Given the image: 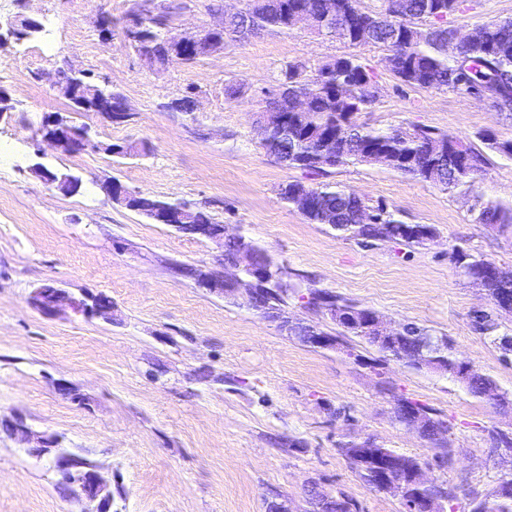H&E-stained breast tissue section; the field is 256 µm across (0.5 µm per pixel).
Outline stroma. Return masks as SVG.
Wrapping results in <instances>:
<instances>
[{"label":"stroma","instance_id":"1","mask_svg":"<svg viewBox=\"0 0 512 512\" xmlns=\"http://www.w3.org/2000/svg\"><path fill=\"white\" fill-rule=\"evenodd\" d=\"M172 31L193 35L222 15L217 0H176ZM131 0H29L44 19L38 41L0 50V87L18 111L0 125V418L23 416L34 432L58 437L112 478L113 512H266L287 500L291 512H313L311 488L353 502L358 512H404L398 495L367 486L339 447L370 441L416 458L428 480L455 487L450 512H470L490 496L508 465L492 454L490 435L512 433V409L474 397L451 379L391 360L351 339L353 356L306 347L282 334L247 304L245 292L217 296L177 275L175 266L212 268L223 246L192 240L172 227L113 203L103 192L115 178L163 201L207 211L240 231L282 268L288 314L332 334L341 326L316 314L309 289L338 294L376 311L391 326L413 324L447 337L456 357L512 396V313L499 310L465 278L457 252L512 272V225L479 224L474 208L512 206V158L490 140H512V112L486 99L402 83L382 48L351 46L303 27L266 30L191 63L149 69L121 40ZM112 21V41L99 35ZM512 17V0H464L449 27L469 31ZM355 56L372 73L378 100L357 124L380 130L424 126L463 138L488 163L469 189L448 192L385 167L347 163L313 173L291 168L260 144L254 113L286 65L312 79L326 60ZM93 73L129 108L128 120L105 122L73 112L48 78L57 65ZM243 85L235 99L225 88ZM192 96L191 112L171 110ZM68 113L94 141L136 142L142 155L43 147V115ZM79 176L66 195L34 165ZM301 182L361 195L407 224H429L433 241L369 244L326 224L309 223L280 196ZM105 294L112 318L33 308L35 288ZM493 331L479 328V319ZM75 388L61 395L57 384ZM405 397L432 408L450 426L452 457L398 421ZM49 462L35 463L0 433V512H83L61 492Z\"/></svg>","mask_w":512,"mask_h":512}]
</instances>
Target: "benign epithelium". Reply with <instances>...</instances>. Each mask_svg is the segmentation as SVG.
<instances>
[{
  "label": "benign epithelium",
  "mask_w": 512,
  "mask_h": 512,
  "mask_svg": "<svg viewBox=\"0 0 512 512\" xmlns=\"http://www.w3.org/2000/svg\"><path fill=\"white\" fill-rule=\"evenodd\" d=\"M27 17L25 13H18L5 20L0 19V49L12 47L19 44L17 35V24L20 19ZM336 26V10L328 6L321 21H316L304 9L297 8L288 14V25L295 28L304 25L313 30L318 25ZM160 29L164 43L172 52L188 48L197 58L209 56L214 53L215 36L224 32V22H219L214 28L195 35H175L169 27L168 20L163 18L155 21ZM481 40V30L475 29L462 34L454 31L448 38V51L451 57L461 62L466 58V50L474 43ZM83 71L73 68L66 63L51 74L52 86L64 97H73V92L79 84V76ZM272 99L282 102L291 111L301 116L307 114L311 105V92H288V85L281 84L274 91ZM287 120L285 113L272 108L266 112L258 113L256 121L261 143H266V138L281 132ZM87 128L77 130L62 120L50 121L44 117L38 129L42 140L49 146L68 153L76 149H86L94 145L96 150L112 152V148L99 142L92 143L86 135ZM104 189L111 200L124 204L131 210L146 215L153 222H161L181 234L197 236L222 243L224 239H232L237 243L239 256L236 262L231 265L220 264L217 268L207 270L178 267L175 272L184 277L190 278L194 283L209 292L226 296L237 292L240 287H245L247 303L250 308L260 312L265 318L277 324L278 329L286 334H291L292 318L288 316L285 309L274 310L268 307L264 301V283L266 273L257 266L258 247L240 233H230L222 224H196L193 214L195 211L185 204L166 203L159 208L153 206H141L137 203L139 193L130 191L120 182L111 180L104 185ZM237 272L232 278L225 274L227 268ZM31 303L42 313L51 315L59 311L70 309L75 313L85 316L98 317L109 320L112 317V308L101 309L95 305V296L87 294L82 299H77L67 291L45 285L37 289ZM308 306L322 315L328 316L332 321L339 320L336 308L326 307L328 300L323 294L312 290L307 296ZM405 335V327L393 328L383 321L375 311L367 313L366 321L361 327V338L366 343H378L381 340H396ZM303 343L320 349L334 350L347 356L354 355L349 344L340 336L331 335L323 331L317 325H309L305 329ZM448 343L444 337L424 336L418 345V368L426 369L433 373H448V365L439 363L433 357V348ZM10 428V435L21 445L25 452L38 461L48 459L51 461L54 471L58 477L57 485L60 489L75 494L81 498L86 508L83 512H112V478L104 475L101 468L86 457L71 453H60L57 451L56 437L53 435L36 434L21 417L4 419L0 421ZM353 460L362 468L369 470L373 477L372 488L377 491L395 492L399 495L405 494L402 484L394 477L399 469L398 457L376 448L366 441L360 448L349 449ZM407 509L410 512H445L444 502L440 498L423 504L420 499L405 498Z\"/></svg>",
  "instance_id": "7a95c632"
}]
</instances>
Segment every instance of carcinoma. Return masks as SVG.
Segmentation results:
<instances>
[{
  "label": "carcinoma",
  "mask_w": 512,
  "mask_h": 512,
  "mask_svg": "<svg viewBox=\"0 0 512 512\" xmlns=\"http://www.w3.org/2000/svg\"><path fill=\"white\" fill-rule=\"evenodd\" d=\"M336 7V29H319L317 34L354 44L347 28L348 0H266L265 10L249 9L246 12L224 20V34L219 37L216 47L224 48L228 41H242L246 30L257 23L268 28L288 29V13L296 7H302L314 16L323 14L328 2ZM462 0H404L403 18L394 19L389 13L364 14L370 21L373 35L370 44L395 53V64L389 70L402 82L420 88L425 87L421 75L425 72L435 74V86L447 88L463 95H473L482 90L500 91L512 85V18H493L481 26L484 41L472 45L467 50L471 64L465 69L451 70V63L445 54L442 40L448 35L449 28L440 25L437 31L419 25V22L435 14L438 18H448L460 10ZM157 8L139 0L134 4L131 14L142 16L143 39L157 54L161 61H166L169 49L160 38L159 29L154 26L152 13ZM336 70L324 76V67H319L310 81L301 79L299 67L289 64L284 70V79L288 85L301 90L309 85L318 88V82H324V94H319L305 119L289 118L292 137L280 144L283 150H292L288 165L308 169L306 154L313 151L321 137L341 127L353 129L350 138L338 146L336 165L349 162L369 163L366 149L370 146L382 148V155L373 161L377 165L394 170L402 175L431 182L448 192H454L470 182L475 173L487 164L485 155L476 148L464 144L469 153L470 164L463 168L459 165L458 154L443 150L451 135L435 132L426 128L412 131H382L359 125L353 121L356 105L360 111H368L374 101L360 92L357 82L348 72L349 67H361L352 56L335 57ZM102 84L88 74L75 91V100L96 96ZM314 191L317 208L328 213L339 224L351 225V236L363 243L372 241L404 240L419 244L423 236L435 232V228L426 224H404L380 205L375 207L379 221L375 224L359 222L358 214L350 206V192L333 190L329 187L309 188L301 182H291L281 189V196L289 199L295 193L306 190ZM475 220L480 224H511L512 209L487 203L479 209ZM494 305L503 301V286L495 278L487 275L479 282ZM496 387L494 380L476 370L470 372L466 388L478 397H486ZM417 412L427 416L428 430L424 438L445 449L451 455L447 422L429 412V409L417 402L412 403ZM414 494L428 496H447L452 501L456 498L455 489L439 485L412 486ZM474 512H512V495L506 496L501 488H496L491 499H474Z\"/></svg>",
  "instance_id": "cac0c4a2"
}]
</instances>
